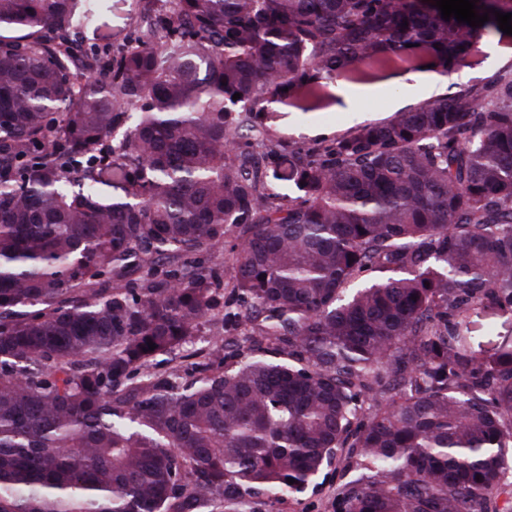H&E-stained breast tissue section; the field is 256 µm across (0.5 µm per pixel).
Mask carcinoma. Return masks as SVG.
Masks as SVG:
<instances>
[{"instance_id": "1", "label": "carcinoma", "mask_w": 512, "mask_h": 512, "mask_svg": "<svg viewBox=\"0 0 512 512\" xmlns=\"http://www.w3.org/2000/svg\"><path fill=\"white\" fill-rule=\"evenodd\" d=\"M435 2L143 0L78 56L104 0H0V512H246L343 454L334 512L512 489V339L467 335L512 312V69L314 147L270 124L504 35ZM219 246L224 371L185 352ZM493 320L496 323V332L493 335L485 332V324ZM472 329V336H475L474 349L479 350L478 343L481 345L482 350L491 349L499 340L497 333L500 336H512V313H497L492 315L490 312L483 310L475 311L470 318Z\"/></svg>"}]
</instances>
